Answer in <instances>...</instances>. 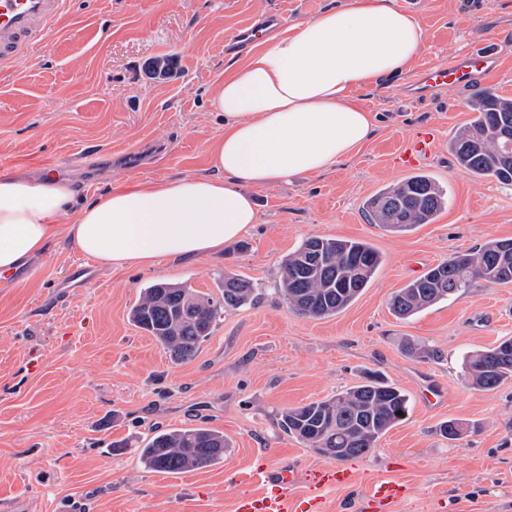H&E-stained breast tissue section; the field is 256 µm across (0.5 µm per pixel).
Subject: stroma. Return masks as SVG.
Instances as JSON below:
<instances>
[{
    "instance_id": "35a3bbf8",
    "label": "stroma",
    "mask_w": 512,
    "mask_h": 512,
    "mask_svg": "<svg viewBox=\"0 0 512 512\" xmlns=\"http://www.w3.org/2000/svg\"><path fill=\"white\" fill-rule=\"evenodd\" d=\"M336 0H69L63 22L29 56L0 70V167L31 181L61 165L78 201L135 180L206 174L224 121L210 100L224 78L236 29L264 9L289 22ZM427 28L428 47L402 75L361 93L378 116L373 138L332 172L301 175L251 193L259 222L247 250L154 267H94V283L53 299L79 251L55 239L19 283L0 279V512H234L272 461L305 474L324 458L283 433V409L330 398L367 374L400 388L406 417L369 454L346 461L354 479L326 496V512H361L378 480L412 487L396 512H512V379L469 388L465 360L512 337V283L473 281L461 296L401 320L392 294L429 268L485 241L512 239V186L477 179L448 150L474 118L472 92L447 89L409 104L411 80L490 43L498 66L488 91L512 97V0H399ZM168 59L170 72H152ZM435 127L424 166L448 192L430 224L407 233L367 223L363 201L402 180L391 163L404 139ZM97 155L83 168L79 159ZM364 240L383 262L368 288L338 314L293 312L278 292L281 262L306 238ZM261 292L225 311L191 363H171L128 320L143 288L158 281L217 294L225 273ZM440 350L408 356L407 344ZM470 425L459 440L442 422ZM205 426L228 442L222 462L178 475L148 470L139 451L155 432Z\"/></svg>"
}]
</instances>
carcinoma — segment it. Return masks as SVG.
Segmentation results:
<instances>
[{
  "label": "carcinoma",
  "instance_id": "obj_1",
  "mask_svg": "<svg viewBox=\"0 0 512 512\" xmlns=\"http://www.w3.org/2000/svg\"><path fill=\"white\" fill-rule=\"evenodd\" d=\"M477 117L460 127L448 143L456 164L476 178L512 185V154L503 149L501 134L512 129V98L486 93L471 103ZM446 190L426 173L412 174L368 197L363 210L370 223L391 233L431 224L447 207ZM382 264L381 254L362 240L311 236L282 261L280 292L293 310L311 318L334 316L367 288ZM475 279L490 284L512 283V239H489L475 252L459 253L437 264L399 289L390 311L411 318L456 295ZM198 310L191 320L180 313L182 297ZM258 288L249 279L224 274L220 296L156 282L143 289L129 313L130 321L152 336L176 365L191 362L212 335L224 311L258 302ZM421 362L435 361L438 352L407 344ZM512 378V338L497 342L467 360L468 384L490 391ZM408 412L407 395L373 378L322 401L281 411L279 426L314 452L345 461L363 457ZM224 433L197 426L160 431L141 449L144 466L178 474L211 467L224 459Z\"/></svg>",
  "mask_w": 512,
  "mask_h": 512
}]
</instances>
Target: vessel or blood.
<instances>
[{"mask_svg":"<svg viewBox=\"0 0 512 512\" xmlns=\"http://www.w3.org/2000/svg\"><path fill=\"white\" fill-rule=\"evenodd\" d=\"M68 0H0V67L9 68L29 54L34 41L55 28L66 14ZM284 13H264L260 21L240 27L234 44L246 48L283 28ZM498 63L496 54L479 47L444 64L426 66L413 81L409 95L414 102L432 99L440 90L453 87L471 89L492 72ZM432 129L421 128L392 156L393 165L402 171L414 170L430 160L435 148ZM261 492L237 497L234 512H325V491L351 484L353 474L345 467L329 463L315 467L305 476L274 464L258 473ZM410 485L398 478L376 482L369 490L367 512H394L409 496Z\"/></svg>","mask_w":512,"mask_h":512,"instance_id":"obj_1","label":"vessel or blood"}]
</instances>
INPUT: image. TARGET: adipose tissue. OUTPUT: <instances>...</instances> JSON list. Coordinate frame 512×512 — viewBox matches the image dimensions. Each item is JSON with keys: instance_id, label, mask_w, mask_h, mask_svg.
Instances as JSON below:
<instances>
[{"instance_id": "adipose-tissue-1", "label": "adipose tissue", "mask_w": 512, "mask_h": 512, "mask_svg": "<svg viewBox=\"0 0 512 512\" xmlns=\"http://www.w3.org/2000/svg\"><path fill=\"white\" fill-rule=\"evenodd\" d=\"M427 42L398 0H340L225 70L213 174L130 182L79 206L53 174L0 176V275L61 235L108 269L223 249L258 222L249 187L329 172L371 140L376 115L359 92L401 74Z\"/></svg>"}]
</instances>
